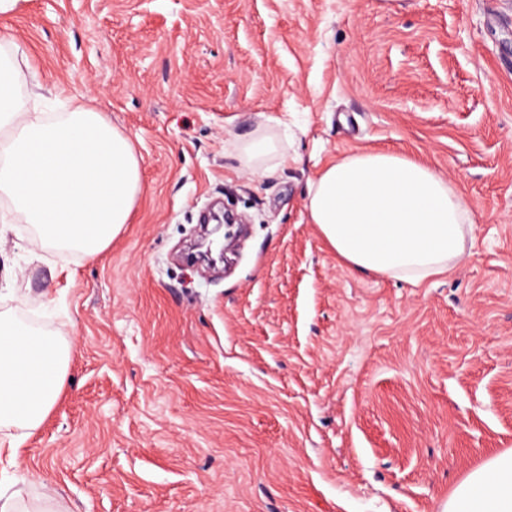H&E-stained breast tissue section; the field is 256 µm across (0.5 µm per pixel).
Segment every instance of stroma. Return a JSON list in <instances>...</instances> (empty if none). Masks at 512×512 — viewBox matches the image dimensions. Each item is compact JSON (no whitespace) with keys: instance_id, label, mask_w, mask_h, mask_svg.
<instances>
[{"instance_id":"obj_1","label":"stroma","mask_w":512,"mask_h":512,"mask_svg":"<svg viewBox=\"0 0 512 512\" xmlns=\"http://www.w3.org/2000/svg\"><path fill=\"white\" fill-rule=\"evenodd\" d=\"M1 34L44 90L90 95L142 169L94 260L42 250L0 198V312L71 346L0 463L21 503L444 512L512 451V0H19ZM259 135L264 175L242 163ZM367 149L470 200L450 273L352 271L311 224L318 170ZM214 202L248 221L207 268L184 253Z\"/></svg>"}]
</instances>
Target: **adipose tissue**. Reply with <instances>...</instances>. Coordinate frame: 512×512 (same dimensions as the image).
<instances>
[{"instance_id":"adipose-tissue-1","label":"adipose tissue","mask_w":512,"mask_h":512,"mask_svg":"<svg viewBox=\"0 0 512 512\" xmlns=\"http://www.w3.org/2000/svg\"><path fill=\"white\" fill-rule=\"evenodd\" d=\"M13 37H0V196L33 224L43 247L93 259L130 220L141 161L107 113L71 100L52 121L32 109L38 92ZM309 220L349 267L419 284L465 255L471 204L433 168L390 151L364 150L310 183ZM69 348L0 313V447H19L47 416L66 377ZM446 512H512V452L457 486Z\"/></svg>"}]
</instances>
